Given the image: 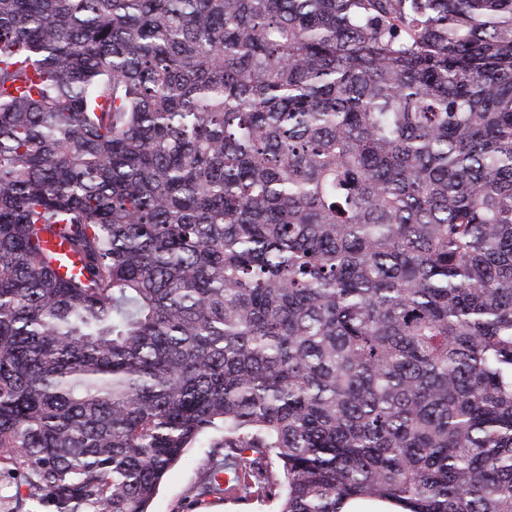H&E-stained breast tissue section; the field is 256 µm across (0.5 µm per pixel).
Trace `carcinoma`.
Returning a JSON list of instances; mask_svg holds the SVG:
<instances>
[{"label": "carcinoma", "mask_w": 512, "mask_h": 512, "mask_svg": "<svg viewBox=\"0 0 512 512\" xmlns=\"http://www.w3.org/2000/svg\"><path fill=\"white\" fill-rule=\"evenodd\" d=\"M512 512V0H0V468Z\"/></svg>", "instance_id": "1"}]
</instances>
